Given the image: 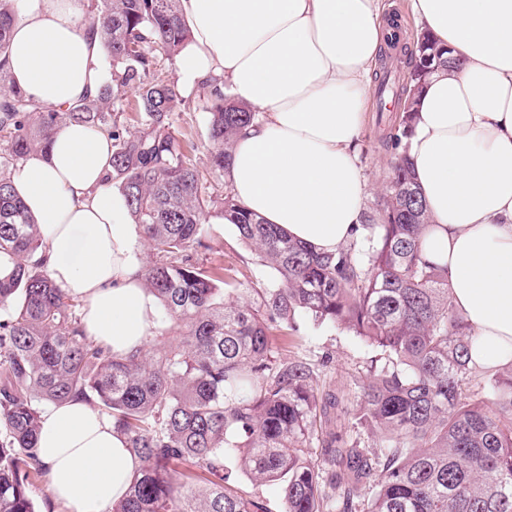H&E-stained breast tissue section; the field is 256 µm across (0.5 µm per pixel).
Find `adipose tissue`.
Wrapping results in <instances>:
<instances>
[{
	"instance_id": "1",
	"label": "adipose tissue",
	"mask_w": 512,
	"mask_h": 512,
	"mask_svg": "<svg viewBox=\"0 0 512 512\" xmlns=\"http://www.w3.org/2000/svg\"><path fill=\"white\" fill-rule=\"evenodd\" d=\"M7 68L40 109L96 92L108 57L85 0H17ZM422 33L459 69L425 81L407 153L429 215L427 260L444 268L480 370L512 364V0H410ZM382 0H180L178 57L192 92L217 78L252 106L224 172L238 201L288 237L336 252L364 221L355 151L384 49ZM106 134L60 122L11 173L40 226L51 280L81 304L87 336L120 354L157 332L142 234L107 184ZM38 454L64 512H108L139 466L110 417L81 400L46 408Z\"/></svg>"
}]
</instances>
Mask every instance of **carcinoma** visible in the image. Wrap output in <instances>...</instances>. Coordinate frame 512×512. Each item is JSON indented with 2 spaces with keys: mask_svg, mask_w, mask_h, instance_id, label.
<instances>
[{
  "mask_svg": "<svg viewBox=\"0 0 512 512\" xmlns=\"http://www.w3.org/2000/svg\"><path fill=\"white\" fill-rule=\"evenodd\" d=\"M16 0H0V512H38L30 490L46 473L37 436L45 407L81 399L112 419L140 468L111 512H267L238 486H280L283 512H512V366L493 374V399L463 397L475 370L473 336L441 267L423 257L426 206L402 139L414 108L385 139L389 176L375 213L335 253H319L248 212L231 189L215 195L176 137L183 102L156 75L189 39L179 0H96L109 79L60 112H40L6 69ZM425 35L406 80L385 71L397 99L436 68L455 67ZM136 93L138 127L123 117ZM212 164L225 170L253 108L208 90ZM112 140L107 180L125 196L150 255L143 279L156 297L163 348L122 356L89 340L80 303L37 255L39 225L15 192L10 168L47 148L61 121ZM218 204L274 285L244 299L232 269L207 258L202 220ZM340 327L381 351L357 381L358 420L380 441L367 448L335 428L339 392L314 386V365L273 354L270 336L298 321ZM321 444L319 459L310 451ZM207 474L204 486L177 470Z\"/></svg>",
  "mask_w": 512,
  "mask_h": 512,
  "instance_id": "1",
  "label": "carcinoma"
}]
</instances>
